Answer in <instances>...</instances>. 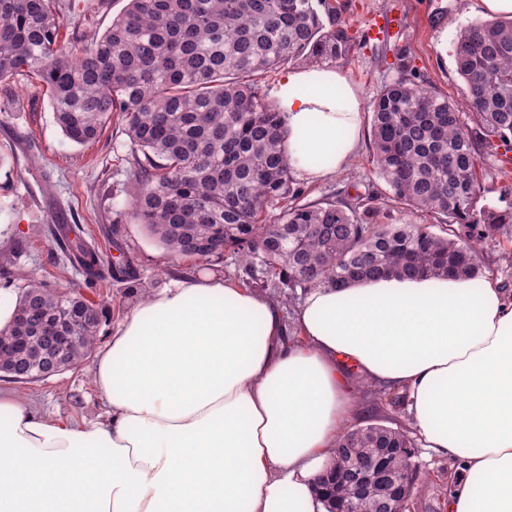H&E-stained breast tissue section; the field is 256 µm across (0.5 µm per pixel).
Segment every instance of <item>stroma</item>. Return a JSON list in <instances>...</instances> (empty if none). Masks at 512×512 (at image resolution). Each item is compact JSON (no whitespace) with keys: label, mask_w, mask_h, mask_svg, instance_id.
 Here are the masks:
<instances>
[{"label":"stroma","mask_w":512,"mask_h":512,"mask_svg":"<svg viewBox=\"0 0 512 512\" xmlns=\"http://www.w3.org/2000/svg\"><path fill=\"white\" fill-rule=\"evenodd\" d=\"M354 38L348 54L335 62L348 84L371 106L381 87L398 73L397 54H404L426 86L465 101V86L455 71L453 46L461 29L476 18L470 0H330ZM126 0H51L61 17L64 41L83 44L102 34L124 8ZM379 14L402 11L407 22L390 41L372 40L362 10ZM135 160L120 115H112L94 142L78 145L57 126L45 85L34 76L0 80V301L17 303L30 281L62 291L82 280L55 247L49 233L57 224L80 225L84 238L112 263L133 261L147 292L170 287L186 275L237 276L238 256L225 252L216 261L176 258L164 250L131 214ZM382 187L371 162L369 139H362L349 167L342 173L308 183L298 180L306 199L364 193L368 185ZM145 291V292H146ZM143 294V293H142ZM111 279L85 290L86 298L104 304L98 348H105L117 324L142 299ZM92 362L25 384H9L41 416L78 425L107 420V408L92 376ZM357 411L348 428L367 419L391 426H409V395L384 389L348 372ZM421 482L407 512H447L448 482L455 469L447 457L416 444L412 458Z\"/></svg>","instance_id":"obj_1"}]
</instances>
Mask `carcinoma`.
Returning a JSON list of instances; mask_svg holds the SVG:
<instances>
[{
  "label": "carcinoma",
  "instance_id": "obj_1",
  "mask_svg": "<svg viewBox=\"0 0 512 512\" xmlns=\"http://www.w3.org/2000/svg\"><path fill=\"white\" fill-rule=\"evenodd\" d=\"M327 0H128L105 32L86 45L59 38L50 0H0V80L33 74L49 94L56 124L70 141H95L112 113L125 122L136 158L132 214L172 254L219 260L239 256L238 283L259 276L288 288H342L360 278L479 274L482 243L512 241V200L477 208L484 161L512 151V18L475 20L453 47L467 112L417 82L407 61L371 104L375 174L389 194L306 201L294 187L275 105L259 79L290 62L315 68L352 47L347 26ZM431 213L427 224H380L387 202ZM276 204L279 213L267 209ZM58 248L93 288L106 276L138 288L131 262L105 261L75 228L58 224ZM36 302L44 323L62 324L71 357L87 360L104 306L80 291L28 285L0 342L20 335L17 319ZM0 349V372H27L58 356L39 340ZM401 429L367 424L341 434L332 471L346 478L345 448H412ZM414 493L419 472L391 454Z\"/></svg>",
  "mask_w": 512,
  "mask_h": 512
}]
</instances>
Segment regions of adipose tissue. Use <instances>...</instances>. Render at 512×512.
Here are the masks:
<instances>
[{"instance_id":"obj_1","label":"adipose tissue","mask_w":512,"mask_h":512,"mask_svg":"<svg viewBox=\"0 0 512 512\" xmlns=\"http://www.w3.org/2000/svg\"><path fill=\"white\" fill-rule=\"evenodd\" d=\"M271 96L299 177L347 167L362 103L340 71H289ZM347 364L407 389L426 446L460 465L448 512H512V296L375 278L310 289L289 316L217 275L124 316L93 368L107 421L46 420L0 390V512H327Z\"/></svg>"}]
</instances>
